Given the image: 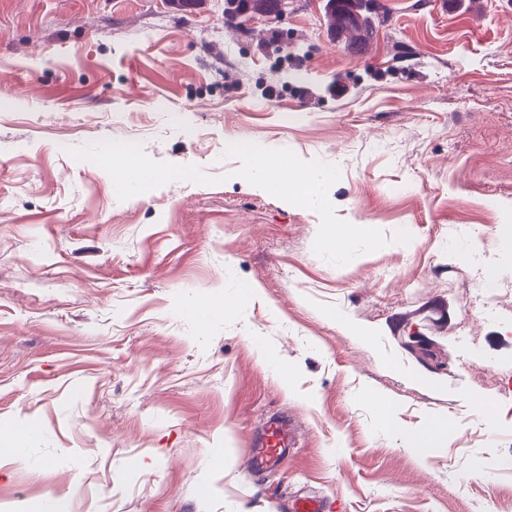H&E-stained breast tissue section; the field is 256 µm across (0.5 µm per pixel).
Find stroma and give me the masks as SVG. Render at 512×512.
Masks as SVG:
<instances>
[{
	"instance_id": "1",
	"label": "stroma",
	"mask_w": 512,
	"mask_h": 512,
	"mask_svg": "<svg viewBox=\"0 0 512 512\" xmlns=\"http://www.w3.org/2000/svg\"><path fill=\"white\" fill-rule=\"evenodd\" d=\"M375 24L352 54L324 0L232 25L224 0H0V512H512V0ZM241 139L339 167L337 216L387 245L318 257V214L223 158ZM107 140L220 182L118 200L67 153ZM277 411L297 446L253 473Z\"/></svg>"
}]
</instances>
